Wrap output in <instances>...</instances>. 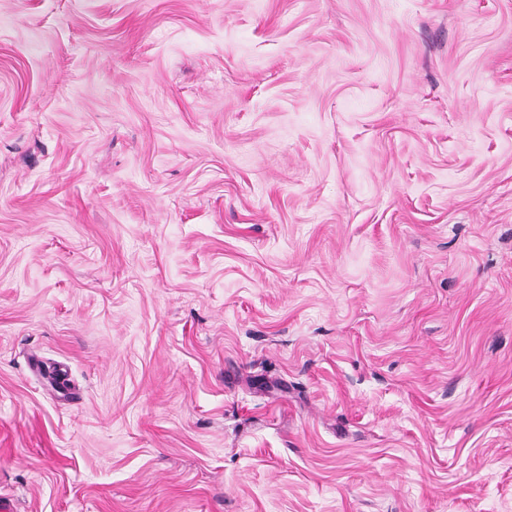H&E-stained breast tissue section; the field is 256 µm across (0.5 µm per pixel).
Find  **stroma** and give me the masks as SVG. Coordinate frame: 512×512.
<instances>
[{"mask_svg": "<svg viewBox=\"0 0 512 512\" xmlns=\"http://www.w3.org/2000/svg\"><path fill=\"white\" fill-rule=\"evenodd\" d=\"M15 512H512V0H0Z\"/></svg>", "mask_w": 512, "mask_h": 512, "instance_id": "1", "label": "stroma"}]
</instances>
